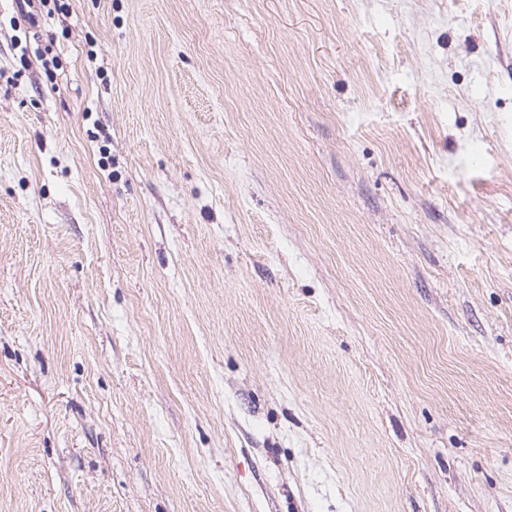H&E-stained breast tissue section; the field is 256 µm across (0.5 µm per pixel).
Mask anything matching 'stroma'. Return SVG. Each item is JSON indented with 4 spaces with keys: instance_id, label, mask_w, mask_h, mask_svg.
<instances>
[{
    "instance_id": "stroma-1",
    "label": "stroma",
    "mask_w": 512,
    "mask_h": 512,
    "mask_svg": "<svg viewBox=\"0 0 512 512\" xmlns=\"http://www.w3.org/2000/svg\"><path fill=\"white\" fill-rule=\"evenodd\" d=\"M0 0V512H512V0Z\"/></svg>"
}]
</instances>
